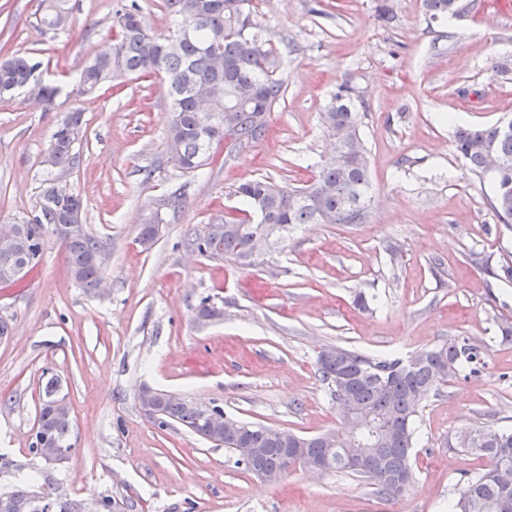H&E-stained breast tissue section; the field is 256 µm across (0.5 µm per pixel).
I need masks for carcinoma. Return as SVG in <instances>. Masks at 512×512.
<instances>
[{"instance_id": "carcinoma-1", "label": "carcinoma", "mask_w": 512, "mask_h": 512, "mask_svg": "<svg viewBox=\"0 0 512 512\" xmlns=\"http://www.w3.org/2000/svg\"><path fill=\"white\" fill-rule=\"evenodd\" d=\"M250 0H164L170 19L165 33L149 29L137 4L116 10L113 24L116 37L112 52L87 62L80 73L78 89L92 93L102 84L129 75H155L166 83L172 102V119L166 133L167 162L184 174H194L208 164L213 147L224 140V121L233 124L232 146L243 148L261 140L267 117L284 93L279 77L280 56L272 35L246 12ZM458 0H423L426 15L436 19L456 15ZM68 0H46L38 24L52 31L70 27ZM189 27L192 34L179 41L171 34ZM41 63L15 53L0 59V97L18 91L51 108L61 89L45 82L39 74ZM82 113H67L63 124L41 164L46 188L35 214L20 221L21 230L9 250L12 260L3 258L0 242V280L10 276L19 263L38 265L49 224L69 223L74 207L73 191H56L61 175L76 165V135ZM322 124L332 142V150L343 158L326 157L313 180L304 187L278 186L257 178L240 183L236 194L245 208L234 217L222 216L209 224L203 234L191 236L190 245L200 253L242 265L253 263L251 237L254 220L275 227L290 224H357L364 218L370 190L367 149L361 136L362 113L354 102V90L339 87L334 101L322 112ZM455 151L469 170L490 175L493 197L490 206L504 222L512 221V133L504 134L499 124L459 125L453 132ZM503 159V170L488 173L489 153ZM159 214L141 225L139 242L150 248L158 234ZM68 273L85 290L98 288L102 265L109 256L106 242L82 231L59 235ZM332 359L320 352L317 372L327 384L330 396L351 397L358 410L378 419L367 432L365 443L377 442L380 463L367 460L352 463L346 445L326 448L314 437L280 429L273 433L261 424L235 420L218 405L215 418L202 417L188 401L171 400L158 394L155 411L149 415L160 429L182 426L201 439L218 441L235 454V434L242 433L245 447L258 452L257 462L236 457V463L254 474L260 469L277 475L300 452L308 457L329 456L326 471L351 475L371 486L384 498H396L392 485L414 481L411 449L414 448L416 418L429 398L463 370L477 374L484 367L482 351L467 338H456L406 358L372 360L352 350L337 348ZM58 380L45 386V398L37 415V426L28 452L36 460L49 450L68 457L75 450L71 412L55 406ZM456 447L463 453L486 457L490 468L460 482L450 504V512H512L502 506L504 483L512 484V430L476 425L456 435ZM56 483L46 479L37 487L19 482L0 491L6 496L9 512H83L81 499L60 501Z\"/></svg>"}]
</instances>
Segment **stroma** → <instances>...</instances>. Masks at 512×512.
Segmentation results:
<instances>
[{
	"label": "stroma",
	"instance_id": "35a3bbf8",
	"mask_svg": "<svg viewBox=\"0 0 512 512\" xmlns=\"http://www.w3.org/2000/svg\"><path fill=\"white\" fill-rule=\"evenodd\" d=\"M42 0H0V55L41 61L61 86L56 106L0 99V224L34 211L41 160L72 110L84 124L79 163L63 184L85 202L86 230L106 240L99 292L70 277L55 235L22 286H0V454L61 483L70 497L109 495L126 512H448L460 480L487 458L457 451L473 425L512 429V224L489 205V177L455 152V123L512 119V0H460L432 20L422 0H251L277 39L285 93L259 142L213 149L197 175L166 162V89L128 79L76 93L79 69L108 52L122 0H69L68 30L38 27ZM365 114L371 201L359 224H292L273 231L253 265L184 247L188 232L240 206V183H309L327 152L320 114L341 84ZM180 208H173L174 198ZM162 219L151 248L138 242ZM364 294L365 306L354 302ZM224 310L196 319L203 298ZM484 354L480 374L452 379L416 421L415 479L386 499L341 473L295 471L267 483L224 448L181 427L159 429L141 410L143 387L221 406L233 418L313 436L341 426L317 372L340 346L381 359L457 338ZM60 381L76 449L62 463L31 460L43 388Z\"/></svg>",
	"mask_w": 512,
	"mask_h": 512
}]
</instances>
